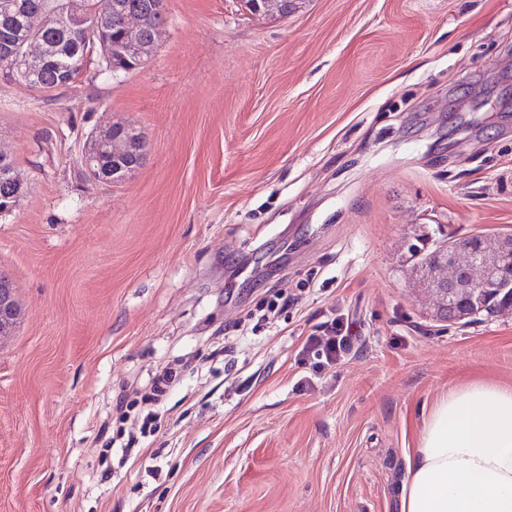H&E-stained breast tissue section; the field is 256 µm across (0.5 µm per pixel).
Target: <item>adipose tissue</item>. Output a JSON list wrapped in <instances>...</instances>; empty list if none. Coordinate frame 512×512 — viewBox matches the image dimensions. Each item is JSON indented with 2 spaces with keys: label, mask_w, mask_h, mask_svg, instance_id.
<instances>
[{
  "label": "adipose tissue",
  "mask_w": 512,
  "mask_h": 512,
  "mask_svg": "<svg viewBox=\"0 0 512 512\" xmlns=\"http://www.w3.org/2000/svg\"><path fill=\"white\" fill-rule=\"evenodd\" d=\"M400 512H512V387H449L407 456Z\"/></svg>",
  "instance_id": "ef3b65f1"
}]
</instances>
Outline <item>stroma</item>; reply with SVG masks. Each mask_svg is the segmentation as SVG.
<instances>
[{
    "label": "stroma",
    "mask_w": 512,
    "mask_h": 512,
    "mask_svg": "<svg viewBox=\"0 0 512 512\" xmlns=\"http://www.w3.org/2000/svg\"><path fill=\"white\" fill-rule=\"evenodd\" d=\"M293 2L167 0L137 70L0 78V512H399L435 400L512 386V315L440 321L407 256L512 231V0ZM110 123L147 147L114 185L81 165ZM340 313L351 353L299 389ZM0 281L4 285L0 290V322L2 323L0 333L5 335L11 332L19 315L10 280L1 274Z\"/></svg>",
    "instance_id": "35a3bbf8"
}]
</instances>
